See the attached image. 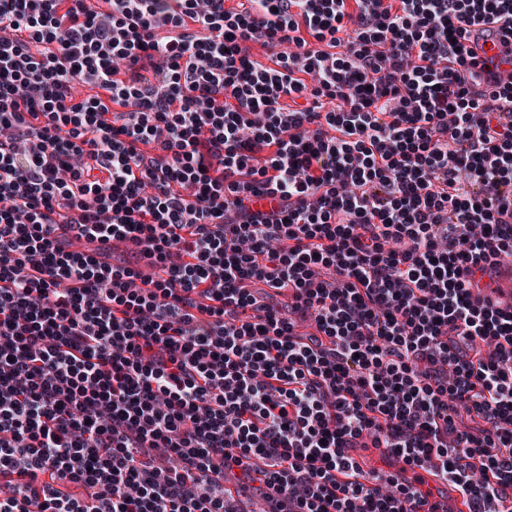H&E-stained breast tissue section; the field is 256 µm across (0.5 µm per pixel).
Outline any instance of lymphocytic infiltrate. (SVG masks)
Masks as SVG:
<instances>
[{
  "label": "lymphocytic infiltrate",
  "mask_w": 512,
  "mask_h": 512,
  "mask_svg": "<svg viewBox=\"0 0 512 512\" xmlns=\"http://www.w3.org/2000/svg\"><path fill=\"white\" fill-rule=\"evenodd\" d=\"M94 2L0 0V512H512V0ZM469 45L474 48L479 57L486 60L489 71V74L486 75L487 78L501 83L512 82V64L505 61V47L491 41L486 44L480 41L478 47L474 43ZM359 457L358 455V461L364 471H376V476H383L387 474V467H390L393 465V461L390 458L382 457L378 453L374 451L373 448H361ZM390 475H395L399 483H412L426 495L429 505L425 506L424 510H429L431 505L436 504L438 508L434 512H458L457 509L449 506L448 490L452 498L457 496L461 500L459 493L448 486V481L437 477L434 470L430 471L428 467L410 469L398 460L397 466L392 469Z\"/></svg>",
  "instance_id": "f902f5d3"
}]
</instances>
